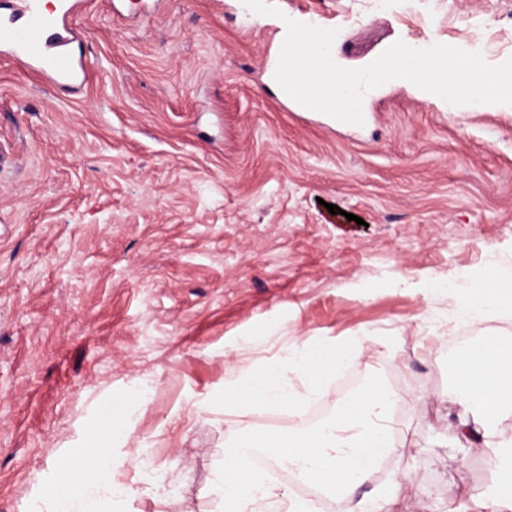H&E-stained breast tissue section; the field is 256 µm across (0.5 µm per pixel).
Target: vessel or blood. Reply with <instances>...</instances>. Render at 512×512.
I'll list each match as a JSON object with an SVG mask.
<instances>
[{"label": "vessel or blood", "mask_w": 512, "mask_h": 512, "mask_svg": "<svg viewBox=\"0 0 512 512\" xmlns=\"http://www.w3.org/2000/svg\"><path fill=\"white\" fill-rule=\"evenodd\" d=\"M84 0H63L48 9L42 0H0V53L36 72L49 85L78 75L72 53V20Z\"/></svg>", "instance_id": "1"}]
</instances>
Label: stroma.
<instances>
[{"label": "stroma", "instance_id": "1", "mask_svg": "<svg viewBox=\"0 0 512 512\" xmlns=\"http://www.w3.org/2000/svg\"><path fill=\"white\" fill-rule=\"evenodd\" d=\"M105 0L76 19L86 82L51 88L0 56V512H30L58 458L90 456L110 408L145 386L120 512H215L238 428L193 404L284 344L352 341L342 381L396 394L398 447L358 488L407 475L406 512L490 492L480 451L442 427L452 350L512 337V311L460 321L445 291L512 276V109L452 112L390 83L363 125L274 94L283 17L337 29L360 68L396 41L512 58V0ZM338 214H330L329 205ZM264 331L271 345L250 346ZM169 487L155 498V483Z\"/></svg>", "mask_w": 512, "mask_h": 512}]
</instances>
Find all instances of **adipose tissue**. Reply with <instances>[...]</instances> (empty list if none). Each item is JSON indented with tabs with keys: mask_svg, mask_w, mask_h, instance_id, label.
Here are the masks:
<instances>
[{
	"mask_svg": "<svg viewBox=\"0 0 512 512\" xmlns=\"http://www.w3.org/2000/svg\"><path fill=\"white\" fill-rule=\"evenodd\" d=\"M457 314L466 320H492L512 304V278L489 283L471 279L447 287ZM345 344L324 340L289 348L276 362L235 367L224 384L221 405L225 414L243 422L223 451L213 492L223 512H263L276 485L269 473L254 469L252 453H261L280 469L292 472L311 487V498L292 497L286 512H318V500H335L337 512H396L402 484L379 486L371 499L356 497L365 478L395 450L391 425L395 394L378 378L366 381L336 416L317 425L278 433L262 432L246 423L247 415L287 408L296 412L321 399L324 381L347 360ZM449 402L470 408L472 419H460L457 431L479 436L482 450L494 466L493 491L476 501V512H512V439H503L501 426L512 419V338L478 344L461 351L444 392ZM133 425L130 414L110 421L91 465L61 457L50 484L38 498L45 512H112L119 483L117 470L136 464L140 449L116 458L115 446L127 445Z\"/></svg>",
	"mask_w": 512,
	"mask_h": 512,
	"instance_id": "ef3b65f1",
	"label": "adipose tissue"
}]
</instances>
